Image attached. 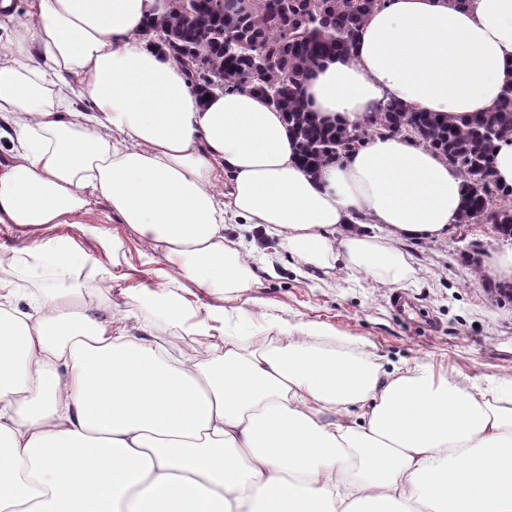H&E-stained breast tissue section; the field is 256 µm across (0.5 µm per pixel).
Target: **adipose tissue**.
I'll return each instance as SVG.
<instances>
[{"label": "adipose tissue", "mask_w": 512, "mask_h": 512, "mask_svg": "<svg viewBox=\"0 0 512 512\" xmlns=\"http://www.w3.org/2000/svg\"><path fill=\"white\" fill-rule=\"evenodd\" d=\"M161 0H0V224H77L93 199L161 246L184 281L244 292L256 262L226 221L262 227L302 267L342 264L398 284L399 242L447 240L460 172L402 136H375L318 174L282 112L250 91L198 95L149 46ZM512 85V0H386L347 53L303 88L354 127L380 102L461 125ZM228 188L217 198V184ZM69 251L34 243L0 279V512H512V375L486 383L387 360L360 339L275 314L187 307L181 283L129 296L140 335L76 312ZM221 327L210 362L156 343L157 326Z\"/></svg>", "instance_id": "obj_1"}]
</instances>
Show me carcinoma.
I'll return each instance as SVG.
<instances>
[{"label":"carcinoma","mask_w":512,"mask_h":512,"mask_svg":"<svg viewBox=\"0 0 512 512\" xmlns=\"http://www.w3.org/2000/svg\"><path fill=\"white\" fill-rule=\"evenodd\" d=\"M385 0H195L188 13L182 0L154 19L175 61L195 90L210 93L249 89L284 112L298 140L308 173L340 153L363 146L377 135H403L440 153L464 178L465 207L459 223L482 221L512 236V189L495 179L493 156L499 143L512 142V86L494 112L462 126L434 112L410 111L390 99L372 118L351 129L323 123L301 95L314 67L349 50L368 15Z\"/></svg>","instance_id":"carcinoma-1"}]
</instances>
